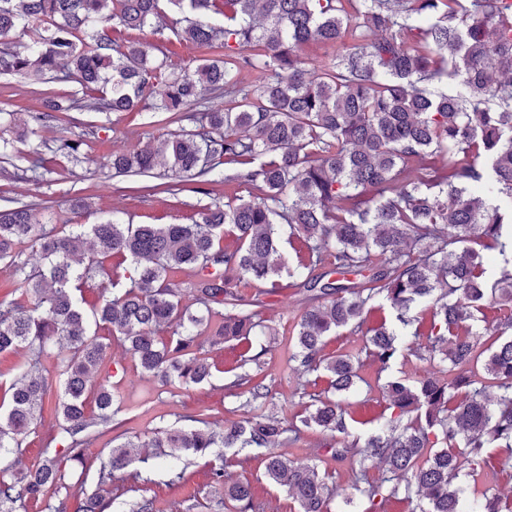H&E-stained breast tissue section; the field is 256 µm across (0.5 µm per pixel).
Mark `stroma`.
Here are the masks:
<instances>
[{
  "mask_svg": "<svg viewBox=\"0 0 512 512\" xmlns=\"http://www.w3.org/2000/svg\"><path fill=\"white\" fill-rule=\"evenodd\" d=\"M47 86L16 76L0 75V140L9 141L13 147L12 159L0 158V208H10L12 203L48 206L58 231L69 232L73 223L93 224L112 216L135 224H190L198 220L203 207L224 204L226 196L235 194V185L221 183L206 185L203 191L194 187L170 195L148 192L154 184L151 176H113L107 168L108 157L115 152L146 143H160L181 126L146 112H79L70 132L83 134V156L70 161L55 155L54 150L63 130L60 126L41 127L34 115L41 108V98ZM40 146L44 154L52 155L50 170L43 175L27 171L25 158L33 146ZM89 198L92 206L88 213L74 215L72 203L78 197ZM242 297L258 303L267 326L273 335L261 332L251 338L252 352L261 356L256 380L268 385L281 418L292 420L300 414V393L296 388L297 377L289 357L293 351L292 332L300 313L308 303L309 294L301 280L282 278L276 294H260L257 286L241 288ZM99 336L107 344V364H118L125 369V382L120 388L122 411L112 431L100 435L92 446L86 448V472H69L67 483L68 505L76 512L84 492L97 488L96 469L106 450L114 442L132 439L143 442V461L135 463L132 470H124L112 478L113 495L129 499L144 492H156L159 503L179 501L187 496L206 500L211 487L208 459L198 458L186 472V481L178 487H156L160 474L151 459L153 449L146 442L154 433L180 423L183 416L194 415L210 422L239 419L240 398L229 390L230 383L239 373L241 349L228 343L224 347L211 346L202 341L200 350L217 365L211 384L193 387L165 386L144 375L135 365L123 345L108 330L99 329ZM365 379L351 396L355 421L349 426L351 435L367 436L377 432L386 402L378 387L379 380L404 375L423 379L443 378L439 364L433 360H419L398 354L386 371L377 365L365 363L361 370ZM57 396H50L45 403L41 422L35 433L29 435L21 455L13 459V471H20L39 463L47 439L57 430ZM250 460L241 465L234 459L224 464V481L228 484L249 483L255 498L263 503L266 512H297L294 500L284 490L272 485L265 477V462L261 451L249 453ZM150 476V483L134 481L133 472Z\"/></svg>",
  "mask_w": 512,
  "mask_h": 512,
  "instance_id": "obj_1",
  "label": "stroma"
}]
</instances>
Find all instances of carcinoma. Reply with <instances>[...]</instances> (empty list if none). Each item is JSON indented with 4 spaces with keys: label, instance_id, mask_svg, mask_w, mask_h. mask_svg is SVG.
Returning a JSON list of instances; mask_svg holds the SVG:
<instances>
[{
    "label": "carcinoma",
    "instance_id": "carcinoma-1",
    "mask_svg": "<svg viewBox=\"0 0 512 512\" xmlns=\"http://www.w3.org/2000/svg\"><path fill=\"white\" fill-rule=\"evenodd\" d=\"M166 5L178 13L172 34L202 53L191 70L171 73L161 46L115 37L152 26ZM310 43L330 52L309 59ZM0 74L81 86L84 103L46 93L41 125L70 111L149 110L175 122L201 106L190 129L159 148L116 152L109 167L118 175L157 169L166 181L150 190L170 194L178 182L209 183L222 166L224 182L248 193L204 208L191 224L108 219L67 235L32 204L0 209V264L21 290L0 302V352L27 357L8 406L0 405L1 461L21 451L46 397L61 391L57 433L40 463L0 469V512L31 503L67 512L66 499L51 501L47 491L68 488L66 462L85 465L83 449L117 420L112 377L97 378L106 345L91 326L126 344L142 373L164 385L208 383L213 365L198 352V336L208 329L213 345L250 342L261 312L245 307L239 287L273 292L285 272L312 293L293 328L291 360L302 374L326 373L329 388L311 393L299 381L308 401L285 426L265 412L272 390L245 372L234 382L245 416L222 426L189 416L146 444L127 440L108 450L98 484L112 483L145 446L166 449L155 469L167 486L215 448L235 457L257 448L266 450L265 476L298 512H333L328 475L275 452L315 430L319 447L356 459L346 502L364 500L366 512L415 494L427 500L420 512H502L497 495L476 487L468 498L455 480L465 470L477 477L492 448L512 466V338L481 349L477 330L488 306L500 334L512 329V0H0ZM442 80L455 88L433 89ZM218 99L224 107L215 109ZM83 145L80 136L65 138L56 152L76 160ZM226 233L236 238L231 249ZM285 234L307 243L308 259L294 267ZM28 249L44 267L28 269ZM114 256L135 271L122 288L105 266ZM321 265L341 276L372 274L362 284H322L313 274ZM187 271L192 280H174ZM92 285L99 295L88 311ZM184 290L205 314L181 304ZM379 297L395 322L365 331L367 306ZM419 305L429 322L411 331ZM164 326L171 335H157ZM346 329L362 333L361 354L382 371L403 346L448 365L451 378L387 380L391 413L380 432L350 441L348 399L362 357L324 354L326 338ZM52 353L56 371L45 374L41 359ZM374 460L385 474L369 481ZM211 487L224 495L210 510H264L249 485H224L222 463ZM111 505L159 512L147 496Z\"/></svg>",
    "mask_w": 512,
    "mask_h": 512
}]
</instances>
